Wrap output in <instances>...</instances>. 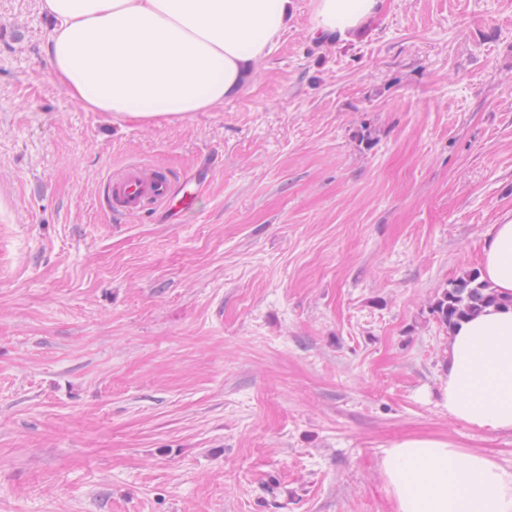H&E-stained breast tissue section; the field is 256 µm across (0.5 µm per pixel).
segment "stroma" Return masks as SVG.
I'll return each mask as SVG.
<instances>
[{
	"label": "stroma",
	"mask_w": 512,
	"mask_h": 512,
	"mask_svg": "<svg viewBox=\"0 0 512 512\" xmlns=\"http://www.w3.org/2000/svg\"><path fill=\"white\" fill-rule=\"evenodd\" d=\"M40 0H0V512H394L408 438L512 470L448 414L437 294L512 217V0H311L240 94L151 123L57 85ZM143 163L180 219L109 211ZM312 30L352 41L376 17L381 0H311Z\"/></svg>",
	"instance_id": "35a3bbf8"
}]
</instances>
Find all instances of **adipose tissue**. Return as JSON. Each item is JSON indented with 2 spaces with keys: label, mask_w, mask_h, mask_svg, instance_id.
Segmentation results:
<instances>
[{
  "label": "adipose tissue",
  "mask_w": 512,
  "mask_h": 512,
  "mask_svg": "<svg viewBox=\"0 0 512 512\" xmlns=\"http://www.w3.org/2000/svg\"><path fill=\"white\" fill-rule=\"evenodd\" d=\"M380 0H312L318 36L354 40ZM60 87L87 110L153 122L223 105L288 25L292 0H41ZM479 278L499 304L450 331L444 404L454 418L512 431V219L488 227ZM381 470L395 512H512V471L451 443L413 438Z\"/></svg>",
  "instance_id": "obj_1"
}]
</instances>
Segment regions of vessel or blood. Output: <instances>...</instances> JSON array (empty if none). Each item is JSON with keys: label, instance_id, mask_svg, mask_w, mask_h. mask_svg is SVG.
I'll use <instances>...</instances> for the list:
<instances>
[{"label": "vessel or blood", "instance_id": "1", "mask_svg": "<svg viewBox=\"0 0 512 512\" xmlns=\"http://www.w3.org/2000/svg\"><path fill=\"white\" fill-rule=\"evenodd\" d=\"M184 184L160 166L132 164L107 180V206L134 217L147 209H172Z\"/></svg>", "mask_w": 512, "mask_h": 512}]
</instances>
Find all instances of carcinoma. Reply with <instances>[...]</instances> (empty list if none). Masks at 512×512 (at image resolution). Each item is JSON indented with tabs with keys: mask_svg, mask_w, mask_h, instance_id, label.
I'll use <instances>...</instances> for the list:
<instances>
[{
	"mask_svg": "<svg viewBox=\"0 0 512 512\" xmlns=\"http://www.w3.org/2000/svg\"><path fill=\"white\" fill-rule=\"evenodd\" d=\"M497 301L498 296L485 283L479 281L478 274L468 273L438 293L431 312L449 329L462 319Z\"/></svg>",
	"mask_w": 512,
	"mask_h": 512,
	"instance_id": "carcinoma-1",
	"label": "carcinoma"
}]
</instances>
